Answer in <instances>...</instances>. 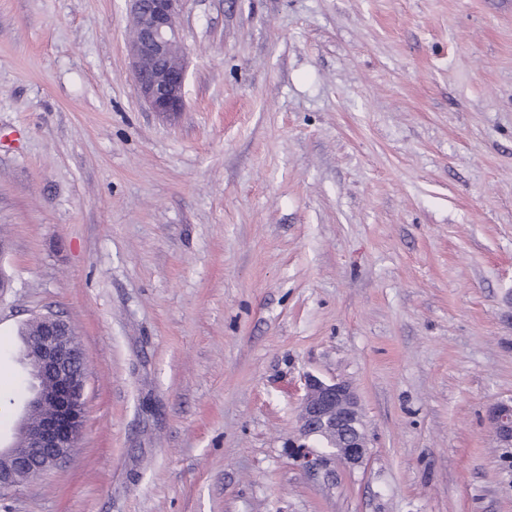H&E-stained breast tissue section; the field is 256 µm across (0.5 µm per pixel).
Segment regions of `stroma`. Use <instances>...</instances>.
<instances>
[{
    "label": "stroma",
    "mask_w": 512,
    "mask_h": 512,
    "mask_svg": "<svg viewBox=\"0 0 512 512\" xmlns=\"http://www.w3.org/2000/svg\"><path fill=\"white\" fill-rule=\"evenodd\" d=\"M186 108L126 0H0V391L52 314L71 458L0 512H512V0H187ZM369 455L303 467V379ZM489 418L493 424L499 442L505 447H512V406L499 403L489 409Z\"/></svg>",
    "instance_id": "stroma-1"
}]
</instances>
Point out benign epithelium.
I'll return each mask as SVG.
<instances>
[{
  "instance_id": "benign-epithelium-1",
  "label": "benign epithelium",
  "mask_w": 512,
  "mask_h": 512,
  "mask_svg": "<svg viewBox=\"0 0 512 512\" xmlns=\"http://www.w3.org/2000/svg\"><path fill=\"white\" fill-rule=\"evenodd\" d=\"M129 2L133 30L127 48L139 97L149 110L174 117L186 105L187 62L179 27L186 0ZM29 326L20 353L32 378L17 422L22 444L0 445L1 494L68 459L86 421L87 361L74 329L54 315L38 316ZM489 418L499 442L512 447V405L490 407ZM298 434L330 449L300 456L303 466L324 470L329 480L336 477V461L356 465L368 453L359 399L343 381L305 379Z\"/></svg>"
}]
</instances>
